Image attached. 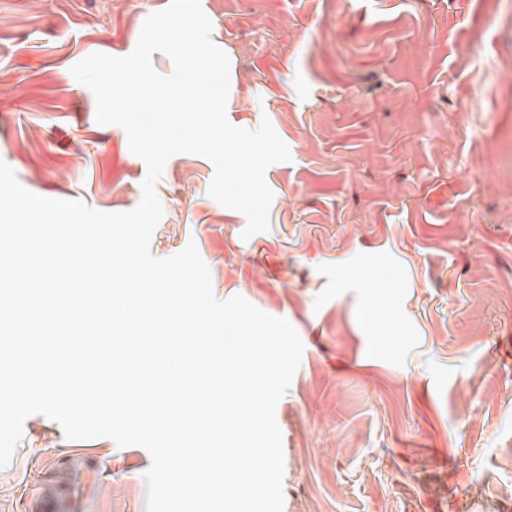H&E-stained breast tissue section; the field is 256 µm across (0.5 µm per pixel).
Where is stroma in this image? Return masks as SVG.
Listing matches in <instances>:
<instances>
[{"label":"stroma","mask_w":512,"mask_h":512,"mask_svg":"<svg viewBox=\"0 0 512 512\" xmlns=\"http://www.w3.org/2000/svg\"><path fill=\"white\" fill-rule=\"evenodd\" d=\"M169 0H0V160L39 196L135 208L146 165L70 68L122 57ZM226 115L270 120L269 228L170 158L150 245L195 242L214 294L287 319L283 512H512V0H201ZM139 446L30 416L0 512H145Z\"/></svg>","instance_id":"1"}]
</instances>
